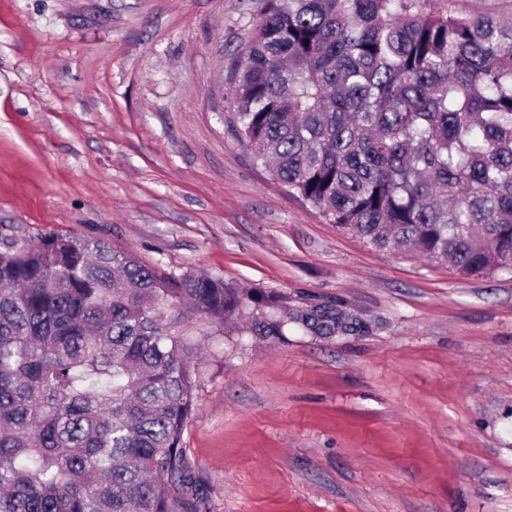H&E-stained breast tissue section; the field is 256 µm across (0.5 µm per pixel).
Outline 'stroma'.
<instances>
[{
	"instance_id": "35a3bbf8",
	"label": "stroma",
	"mask_w": 512,
	"mask_h": 512,
	"mask_svg": "<svg viewBox=\"0 0 512 512\" xmlns=\"http://www.w3.org/2000/svg\"><path fill=\"white\" fill-rule=\"evenodd\" d=\"M264 0H0V233L279 295L328 332L201 344L206 512H512V273L375 248L253 164L228 78Z\"/></svg>"
}]
</instances>
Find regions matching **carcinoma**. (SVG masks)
Listing matches in <instances>:
<instances>
[{"label":"carcinoma","instance_id":"carcinoma-1","mask_svg":"<svg viewBox=\"0 0 512 512\" xmlns=\"http://www.w3.org/2000/svg\"><path fill=\"white\" fill-rule=\"evenodd\" d=\"M229 98L254 161L336 227L512 273V21L265 0ZM278 302L103 239L0 234V512H202L195 337L311 327Z\"/></svg>","mask_w":512,"mask_h":512}]
</instances>
